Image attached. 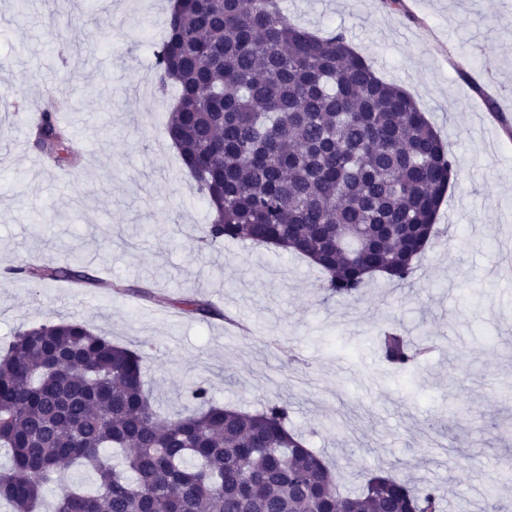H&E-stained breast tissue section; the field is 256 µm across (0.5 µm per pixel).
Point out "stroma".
<instances>
[{
  "label": "stroma",
  "instance_id": "35a3bbf8",
  "mask_svg": "<svg viewBox=\"0 0 512 512\" xmlns=\"http://www.w3.org/2000/svg\"><path fill=\"white\" fill-rule=\"evenodd\" d=\"M29 3L21 13L0 0V350L19 329L78 319L145 356L162 415L188 411L197 382L245 411L284 400L291 426L346 483L382 470L440 486L444 512L512 505V473L497 468L512 456V270L486 277L512 239V0H404L401 12L382 0H280L307 30L345 33L456 162L437 218L450 241L426 251L413 281L376 277L355 302L322 301L319 272L293 255L203 242L207 207L175 149H158L172 99L155 88L154 51L171 0ZM49 94L67 104L59 117L77 165L28 162L26 116ZM67 261L173 304L4 274ZM185 297L224 318L183 314ZM391 324L450 343L399 372L376 345Z\"/></svg>",
  "mask_w": 512,
  "mask_h": 512
}]
</instances>
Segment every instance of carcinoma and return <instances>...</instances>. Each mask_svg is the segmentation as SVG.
Returning <instances> with one entry per match:
<instances>
[{
	"mask_svg": "<svg viewBox=\"0 0 512 512\" xmlns=\"http://www.w3.org/2000/svg\"><path fill=\"white\" fill-rule=\"evenodd\" d=\"M159 89L176 88L166 132L206 203L211 245L248 239L300 255L322 290L357 301L377 273L413 279L436 233L456 162L425 113L383 80L342 32L295 24L279 0H174L155 53ZM59 105L32 129L41 154L74 165ZM17 279L99 287L80 265L24 264ZM118 295L171 300L138 282ZM183 313H222L197 299ZM439 342L393 329L383 359L415 367ZM163 418L145 391L144 357L77 319L19 330L0 355V448L12 468L0 499L37 512L58 466L81 465L94 494L72 489L55 512H443L432 484L371 473L343 494L325 457L288 428L290 407L217 405Z\"/></svg>",
	"mask_w": 512,
	"mask_h": 512,
	"instance_id": "1",
	"label": "carcinoma"
}]
</instances>
